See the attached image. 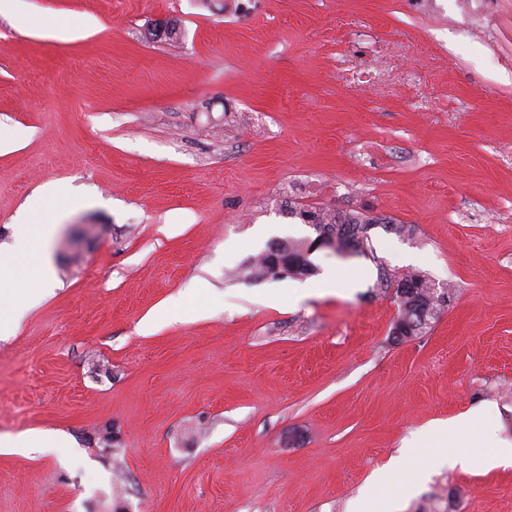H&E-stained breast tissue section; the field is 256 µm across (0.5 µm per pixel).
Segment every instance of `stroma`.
<instances>
[{
	"mask_svg": "<svg viewBox=\"0 0 512 512\" xmlns=\"http://www.w3.org/2000/svg\"><path fill=\"white\" fill-rule=\"evenodd\" d=\"M0 16V266L61 185L56 281L0 339V512H512V469L407 459L472 409L512 444V0H18ZM69 18L54 38L47 23ZM178 20L177 42L152 23ZM383 215L319 272L243 267ZM451 300L392 339L380 271ZM354 276L329 286L325 274ZM110 445H103V438ZM392 474L370 490L371 477ZM288 214L300 216L316 233V237L311 242L310 253L319 248H335L336 239H341L347 233L358 242L360 251L364 253L367 249L369 226L382 224L387 232H393L398 235L408 232L405 224H395L393 221H386V218L370 217L360 212H344L330 207H310L306 208L302 204L295 207H288ZM314 224L336 235V238H329L317 231Z\"/></svg>",
	"mask_w": 512,
	"mask_h": 512,
	"instance_id": "35a3bbf8",
	"label": "stroma"
}]
</instances>
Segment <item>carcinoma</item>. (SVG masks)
<instances>
[{"mask_svg": "<svg viewBox=\"0 0 512 512\" xmlns=\"http://www.w3.org/2000/svg\"><path fill=\"white\" fill-rule=\"evenodd\" d=\"M288 214L300 216L307 224H318L340 239L348 234L358 242L360 252L367 249L369 227L380 224L388 232L402 235L408 232L403 224H395L384 218L370 217L360 212H344L330 207H310L302 204L288 207ZM288 260L292 262L293 275H312L317 268L312 266L310 260L300 263L305 254V242L287 241L276 244ZM272 248H267L256 263L250 268L252 278L258 280L272 275L270 269ZM407 284L409 288L403 295H395V302L399 308L398 318L394 325L393 339L401 342L415 338L423 332L430 321L436 319L441 309L449 299L448 289H438L435 282L426 274L412 270L402 277L393 278L386 271L379 273L376 288L383 293L391 290L394 284Z\"/></svg>", "mask_w": 512, "mask_h": 512, "instance_id": "obj_1", "label": "carcinoma"}]
</instances>
